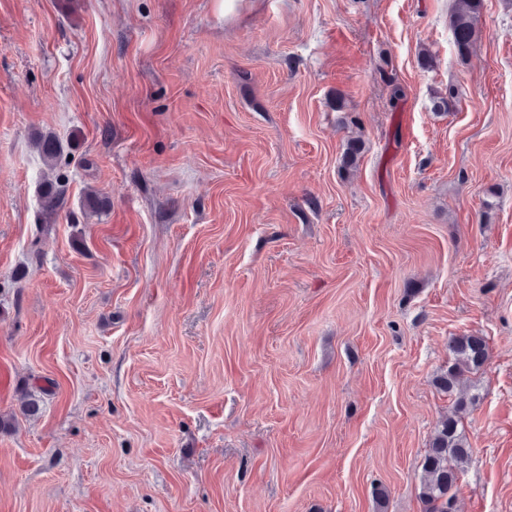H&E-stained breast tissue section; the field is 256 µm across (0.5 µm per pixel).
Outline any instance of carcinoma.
Returning a JSON list of instances; mask_svg holds the SVG:
<instances>
[{
	"label": "carcinoma",
	"mask_w": 512,
	"mask_h": 512,
	"mask_svg": "<svg viewBox=\"0 0 512 512\" xmlns=\"http://www.w3.org/2000/svg\"><path fill=\"white\" fill-rule=\"evenodd\" d=\"M483 0H454L449 19L456 57L465 64L472 55L478 39L477 21L483 10ZM457 92L452 85L446 93L436 97L433 110L449 112L456 103ZM36 147L49 170L61 169L69 165L64 158L61 141L53 134H44L36 140ZM363 154V141L350 138L342 155L343 166L352 170L357 167ZM66 177L62 173L55 178L44 177L41 184L43 213L47 216L57 214L66 205ZM453 361L448 368L440 372L435 383L437 387L454 397L453 411L436 423L432 441L422 462V481L419 498L423 512H449L456 506L458 484L463 466L473 452L459 423L469 407L474 405L477 395L463 388L465 377L480 371L487 359V345L484 337L475 334L454 336L449 341ZM20 413L25 417H34L41 413L42 398L26 387L19 389Z\"/></svg>",
	"instance_id": "carcinoma-1"
}]
</instances>
